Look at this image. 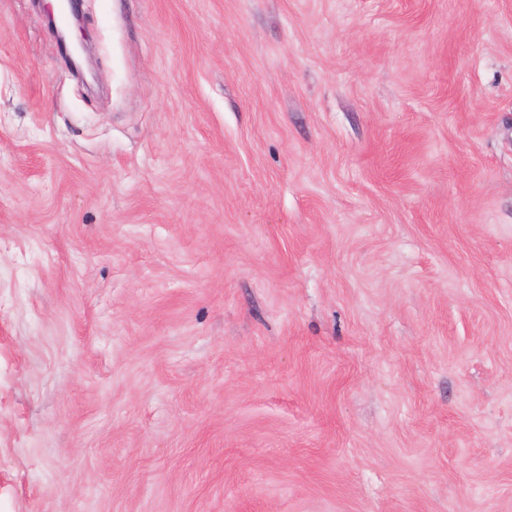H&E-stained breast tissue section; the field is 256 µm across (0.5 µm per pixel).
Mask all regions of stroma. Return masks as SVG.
Returning <instances> with one entry per match:
<instances>
[{"label": "stroma", "mask_w": 512, "mask_h": 512, "mask_svg": "<svg viewBox=\"0 0 512 512\" xmlns=\"http://www.w3.org/2000/svg\"><path fill=\"white\" fill-rule=\"evenodd\" d=\"M0 0V512H512V0Z\"/></svg>", "instance_id": "1"}]
</instances>
